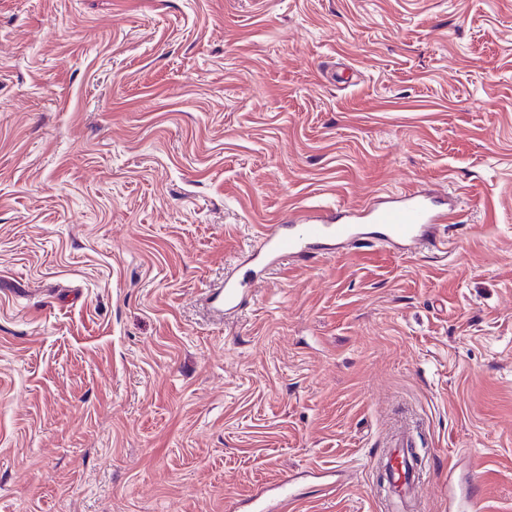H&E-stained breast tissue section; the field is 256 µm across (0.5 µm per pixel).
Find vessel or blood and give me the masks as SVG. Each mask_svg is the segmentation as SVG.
I'll return each mask as SVG.
<instances>
[{
    "mask_svg": "<svg viewBox=\"0 0 512 512\" xmlns=\"http://www.w3.org/2000/svg\"><path fill=\"white\" fill-rule=\"evenodd\" d=\"M451 219L444 200L431 194L409 191L397 200L384 202L372 199L361 206L356 221L347 215L326 214L310 210L302 219L292 220L282 228L266 234L265 261L277 263L288 259H304L319 250H329L349 243L354 247L369 246L372 240L400 245L410 253L440 250L447 241L440 228ZM259 272L255 268H238L224 279V305L238 307L246 298L255 295ZM414 436L411 430L399 429L383 453L385 478L395 503L407 504L420 473L412 462ZM274 497H267L265 489L254 495L259 502L258 512H293L297 503L294 481L280 479Z\"/></svg>",
    "mask_w": 512,
    "mask_h": 512,
    "instance_id": "1",
    "label": "vessel or blood"
}]
</instances>
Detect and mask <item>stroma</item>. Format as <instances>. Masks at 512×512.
<instances>
[{
  "instance_id": "1",
  "label": "stroma",
  "mask_w": 512,
  "mask_h": 512,
  "mask_svg": "<svg viewBox=\"0 0 512 512\" xmlns=\"http://www.w3.org/2000/svg\"><path fill=\"white\" fill-rule=\"evenodd\" d=\"M448 191L447 252L210 290L306 207ZM512 512V0H0V512ZM403 421L393 435L382 458L385 460V478L391 497L404 509L414 485L419 482L420 472L412 462L411 448H415L413 431L405 429ZM294 476L290 475L287 478H282L275 485L278 492L270 500H262L265 494L273 489H265V487L258 489L252 496L253 502H260L258 512H288L292 511L297 504V495L294 492Z\"/></svg>"
}]
</instances>
